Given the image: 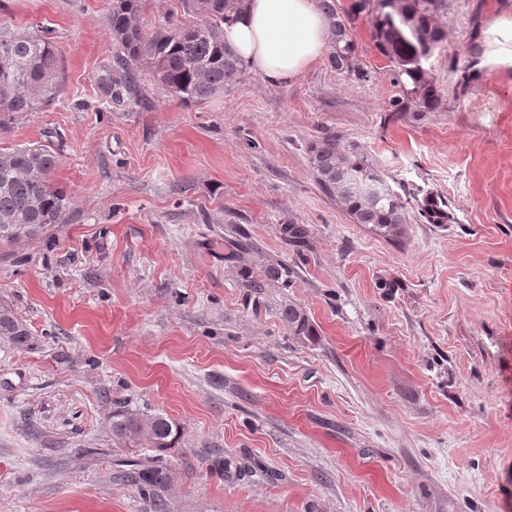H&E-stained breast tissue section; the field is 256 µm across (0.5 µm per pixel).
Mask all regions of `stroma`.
<instances>
[{"label":"stroma","mask_w":512,"mask_h":512,"mask_svg":"<svg viewBox=\"0 0 512 512\" xmlns=\"http://www.w3.org/2000/svg\"><path fill=\"white\" fill-rule=\"evenodd\" d=\"M111 3L0 0V30L52 29L61 68L0 147L54 149L72 202L0 245V299L31 332L22 350L0 339V512H156L122 466L157 458L166 512H512V95L448 68L512 0H448L427 64L440 103L396 119L365 18L364 81L323 57L187 105L145 70L136 98L111 100ZM327 132L452 221L398 238L352 223L306 152ZM290 221L307 246L285 241ZM271 260L296 278L249 298L243 272ZM288 303L315 341L289 334ZM125 406L180 439L115 443Z\"/></svg>","instance_id":"stroma-1"}]
</instances>
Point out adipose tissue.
I'll use <instances>...</instances> for the list:
<instances>
[{"instance_id": "ef3b65f1", "label": "adipose tissue", "mask_w": 512, "mask_h": 512, "mask_svg": "<svg viewBox=\"0 0 512 512\" xmlns=\"http://www.w3.org/2000/svg\"><path fill=\"white\" fill-rule=\"evenodd\" d=\"M329 37L328 20L314 0H249L246 9L224 25V39L243 65L272 84L292 80L318 61ZM474 73H512V11L483 25Z\"/></svg>"}]
</instances>
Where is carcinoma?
<instances>
[{"label": "carcinoma", "mask_w": 512, "mask_h": 512, "mask_svg": "<svg viewBox=\"0 0 512 512\" xmlns=\"http://www.w3.org/2000/svg\"><path fill=\"white\" fill-rule=\"evenodd\" d=\"M197 20L189 24L165 23L153 28L143 20V0H112L106 24L115 46L114 66L107 89L112 97L137 91V71L145 66L154 82L171 96L192 105L202 104L224 87L237 83L243 66L232 46L224 41V21L245 10L248 0H190ZM330 24L328 54L331 68L368 78L358 63V47L352 30L360 18L371 20V36L377 51L391 64L392 81L401 94L389 101V111L432 112L439 90L425 64L444 40L435 21L442 0H351L339 10L338 0H316ZM59 55L52 31L36 34L0 32V125L15 112H36L49 105L60 85ZM310 164L319 183L336 195L356 224H370L377 232L398 236L409 219L410 201L396 193L375 165L355 146L344 149L336 136L328 135L307 147ZM57 156L47 145L0 148V244L35 237L66 221L71 206L64 189L51 182ZM378 185L366 197L362 182ZM419 219L428 224L453 220L448 202L431 193L416 200ZM288 242L300 245L310 237L305 224L284 228ZM296 271L278 261L264 270L267 281L288 283ZM288 332L308 339L314 330L305 311L289 304L281 311ZM0 338L23 349L30 331L13 306L0 300ZM179 434L177 424L162 415L147 416L137 409L112 413V436L120 442H138L158 452L172 447ZM128 478L143 494L160 499L159 491L170 482L164 467H140L129 463Z\"/></svg>", "instance_id": "obj_1"}]
</instances>
